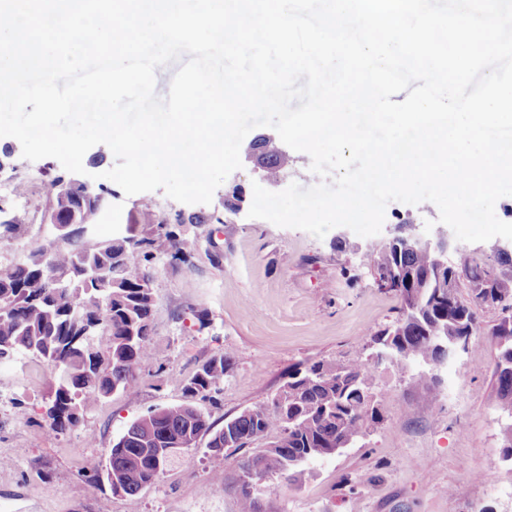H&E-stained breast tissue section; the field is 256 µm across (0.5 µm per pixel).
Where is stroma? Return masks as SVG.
Segmentation results:
<instances>
[{"label":"stroma","instance_id":"stroma-1","mask_svg":"<svg viewBox=\"0 0 512 512\" xmlns=\"http://www.w3.org/2000/svg\"><path fill=\"white\" fill-rule=\"evenodd\" d=\"M116 158L104 144L83 159L103 209L88 244L145 236L142 201L157 218L201 215L185 225L194 239L191 264L154 261L152 346L158 363L145 367L137 391L96 403L80 425L55 434L45 427L53 369L30 357L0 365V512H235L231 492L204 496V485L236 475L240 453L211 457L205 443L185 451L159 481L135 496L113 495L107 482L84 476L85 461L112 447L124 429L148 410L183 402L182 378L210 357L225 353L235 364L216 400L199 402L215 428L254 405L270 401L303 361L358 356L375 332L398 316L396 291L381 287L367 264L396 225L413 222L418 233L447 232L436 205L397 201L386 207L381 231L362 237L336 227L318 238L241 214L218 224L233 187L272 192L250 161L215 190L211 203L184 204L163 190L125 195L105 171ZM67 171L53 158L34 162L14 151L0 163V199L21 220L18 234L0 239V265L26 260L46 239L44 216L52 181ZM206 311L207 328L195 314ZM472 341L483 362L457 357L438 367L435 389L415 382L414 368L378 369L373 391L383 421L359 444L310 464L299 483L268 482L263 512H512V461L503 447L506 420L493 376L497 346L491 328L500 312L479 310ZM492 483H485V476Z\"/></svg>","mask_w":512,"mask_h":512}]
</instances>
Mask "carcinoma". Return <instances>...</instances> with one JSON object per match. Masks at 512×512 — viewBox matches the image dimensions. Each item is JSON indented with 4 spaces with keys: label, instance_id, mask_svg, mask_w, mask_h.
<instances>
[{
    "label": "carcinoma",
    "instance_id": "cac0c4a2",
    "mask_svg": "<svg viewBox=\"0 0 512 512\" xmlns=\"http://www.w3.org/2000/svg\"><path fill=\"white\" fill-rule=\"evenodd\" d=\"M101 205V196L81 186L50 194L49 210L60 224H70L72 209ZM201 216L157 221L137 240H109L91 247L75 229L32 247L27 259L0 266V361L27 355L51 363L58 376L46 407V427L62 433L78 426L91 403L138 389L141 370L156 362L152 347L153 299L143 285L154 283L155 253L185 263L192 241L183 226L205 224ZM378 273H403L416 296V307L400 295L399 317L372 338L390 363L421 366L415 380L432 390L430 375L441 357L434 339L473 336L480 306L503 305L512 318V260L498 265L462 260L460 270L471 287L469 300L448 301V273L437 270L429 251H400L381 245L368 257ZM492 329L498 347L493 375L502 411L512 419V335ZM231 356L210 358L184 382L187 402L150 410L130 423L106 455L92 456L85 471L92 479L112 471V494L134 496L155 484L175 454L158 455L165 441L207 436L213 457L263 442L244 455L239 474L217 485L234 491L236 512H260L255 474L292 484L303 465L352 446L383 421L382 404L372 392L378 366L371 357L346 362L318 360L300 364L269 403L257 404L224 421L216 430L191 400L221 391Z\"/></svg>",
    "mask_w": 512,
    "mask_h": 512
}]
</instances>
